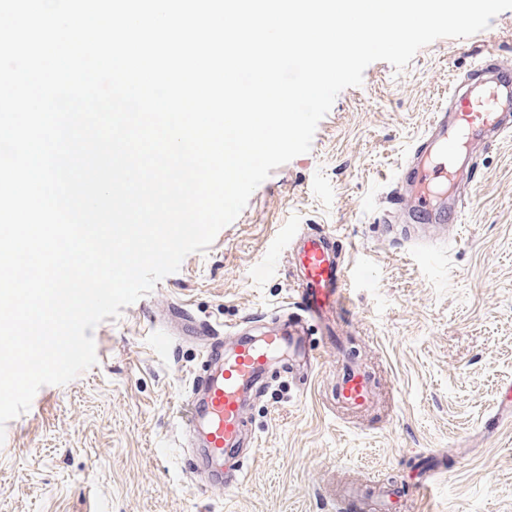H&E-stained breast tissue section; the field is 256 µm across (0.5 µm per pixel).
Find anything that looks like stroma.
Segmentation results:
<instances>
[{"mask_svg": "<svg viewBox=\"0 0 512 512\" xmlns=\"http://www.w3.org/2000/svg\"><path fill=\"white\" fill-rule=\"evenodd\" d=\"M489 47L512 59V10L403 70L374 62L342 90L310 151L273 169L205 252L94 328V366L41 387L7 422L0 512H340L347 483L394 486L391 512H512V420L489 421L512 399V132L468 153L459 223L388 226L380 206L431 112ZM295 225L354 243V313L339 327L377 403L337 410L336 347L311 327L317 367L281 373L246 408L244 483L203 488L173 431L201 347L170 337L168 306L233 344L231 326L291 305ZM436 464L449 479L417 497Z\"/></svg>", "mask_w": 512, "mask_h": 512, "instance_id": "1", "label": "stroma"}]
</instances>
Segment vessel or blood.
<instances>
[{"label":"vessel or blood","instance_id":"1","mask_svg":"<svg viewBox=\"0 0 512 512\" xmlns=\"http://www.w3.org/2000/svg\"><path fill=\"white\" fill-rule=\"evenodd\" d=\"M470 78V84L455 87L447 105L434 112L419 144L398 165L387 201V223L458 222L460 152L475 142L489 143L512 127V64L478 65ZM292 239L288 264L296 312L287 326L266 329L255 340L247 338L245 325H238L237 342L229 351L221 337H208L192 375L186 399L189 418L180 426L179 437L185 443V469L202 485L220 484L221 477L211 466L239 447L246 402L269 379L273 365L287 356L315 363L304 340L305 320L318 322L332 336L337 316L352 309L347 263L351 242L335 231L302 229L294 230ZM372 395L366 371L354 369L344 377L337 401L365 410Z\"/></svg>","mask_w":512,"mask_h":512}]
</instances>
